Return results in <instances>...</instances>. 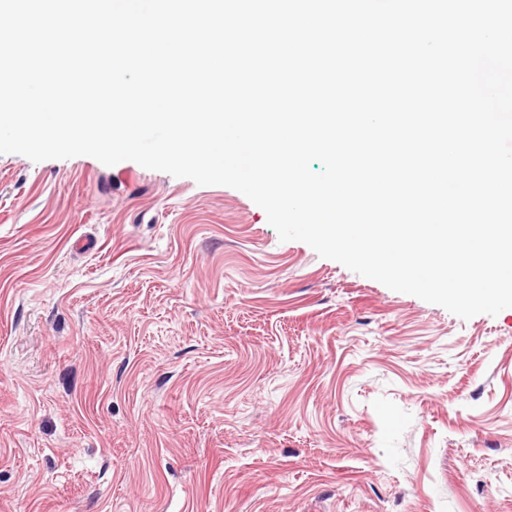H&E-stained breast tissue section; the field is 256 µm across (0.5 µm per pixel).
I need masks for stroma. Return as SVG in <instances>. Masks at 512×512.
I'll list each match as a JSON object with an SVG mask.
<instances>
[{"instance_id": "35a3bbf8", "label": "stroma", "mask_w": 512, "mask_h": 512, "mask_svg": "<svg viewBox=\"0 0 512 512\" xmlns=\"http://www.w3.org/2000/svg\"><path fill=\"white\" fill-rule=\"evenodd\" d=\"M0 512H512V308L393 291L227 186L0 154Z\"/></svg>"}]
</instances>
